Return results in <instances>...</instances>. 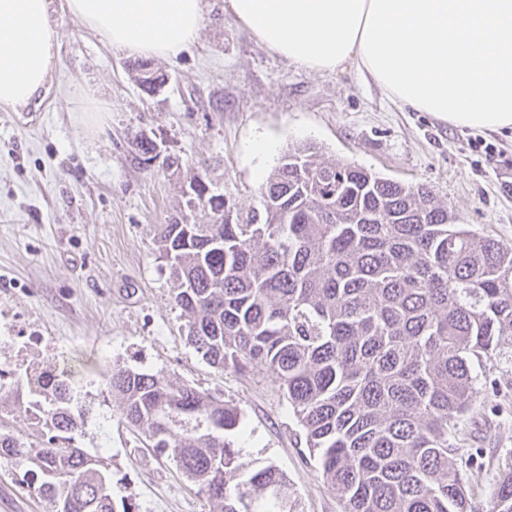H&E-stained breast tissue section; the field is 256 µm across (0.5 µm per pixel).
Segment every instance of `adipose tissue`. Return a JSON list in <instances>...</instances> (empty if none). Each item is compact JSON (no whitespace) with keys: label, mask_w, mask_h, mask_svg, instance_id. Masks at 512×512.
Returning <instances> with one entry per match:
<instances>
[{"label":"adipose tissue","mask_w":512,"mask_h":512,"mask_svg":"<svg viewBox=\"0 0 512 512\" xmlns=\"http://www.w3.org/2000/svg\"><path fill=\"white\" fill-rule=\"evenodd\" d=\"M112 48L174 58L202 0H65ZM51 0H0V107L46 91L60 33ZM269 51L308 72L354 68L396 104L454 127L512 130V0H225Z\"/></svg>","instance_id":"obj_1"}]
</instances>
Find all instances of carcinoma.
Listing matches in <instances>:
<instances>
[{"label": "carcinoma", "mask_w": 512, "mask_h": 512, "mask_svg": "<svg viewBox=\"0 0 512 512\" xmlns=\"http://www.w3.org/2000/svg\"><path fill=\"white\" fill-rule=\"evenodd\" d=\"M148 89L160 77L133 61ZM190 207L208 224L156 225L187 342L211 366L274 375L306 447L344 512H475L458 421L479 392L474 363L512 333V247L464 224L425 185L302 144L281 158L260 207L235 211L195 177ZM126 423L169 453L215 512H294L287 480L233 447L238 410L158 374L112 368ZM14 403L40 409L47 439L11 430L0 395V460L33 466L48 512H117L104 461L74 445L84 424L70 374L15 382ZM489 512H512V462Z\"/></svg>", "instance_id": "obj_1"}]
</instances>
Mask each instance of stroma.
Instances as JSON below:
<instances>
[{
	"label": "stroma",
	"mask_w": 512,
	"mask_h": 512,
	"mask_svg": "<svg viewBox=\"0 0 512 512\" xmlns=\"http://www.w3.org/2000/svg\"><path fill=\"white\" fill-rule=\"evenodd\" d=\"M52 0L60 32L45 100L0 109V369L92 360L76 385L85 424L78 447L104 457L114 501L134 512H211L171 456L126 425L107 383L115 366L166 376L219 396L240 412L232 440L244 458L287 478L297 512H341L273 376L211 367L186 340L174 282L154 241L156 225L187 212L184 192L201 175L229 205L260 204L289 148L310 142L319 159L351 163L429 186L479 235L512 246V132H475L393 105L354 69L306 72L262 46L224 9L203 0L198 42L178 57L151 58L165 77L138 85L129 56ZM151 141L156 157L137 148ZM497 156L487 162L483 149ZM497 382L457 428L461 448L483 451L472 477L477 502L512 458V335L478 367ZM27 468L0 462V512H48Z\"/></svg>",
	"instance_id": "35a3bbf8"
}]
</instances>
